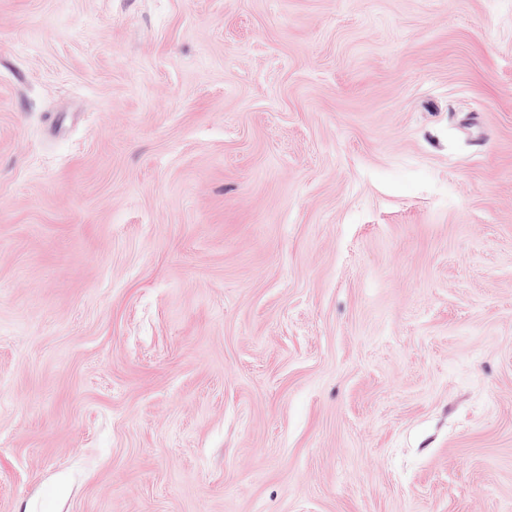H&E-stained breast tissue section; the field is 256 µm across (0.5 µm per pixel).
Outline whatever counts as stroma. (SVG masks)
I'll use <instances>...</instances> for the list:
<instances>
[{
    "label": "stroma",
    "instance_id": "35a3bbf8",
    "mask_svg": "<svg viewBox=\"0 0 512 512\" xmlns=\"http://www.w3.org/2000/svg\"><path fill=\"white\" fill-rule=\"evenodd\" d=\"M0 512H512V0H0Z\"/></svg>",
    "mask_w": 512,
    "mask_h": 512
}]
</instances>
